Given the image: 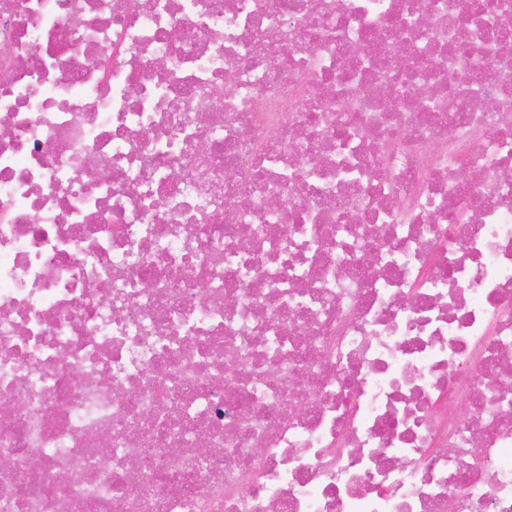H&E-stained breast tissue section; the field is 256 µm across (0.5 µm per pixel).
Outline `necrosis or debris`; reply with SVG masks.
<instances>
[{
	"label": "necrosis or debris",
	"instance_id": "4bbe7bcc",
	"mask_svg": "<svg viewBox=\"0 0 512 512\" xmlns=\"http://www.w3.org/2000/svg\"><path fill=\"white\" fill-rule=\"evenodd\" d=\"M0 512H512V0H0Z\"/></svg>",
	"mask_w": 512,
	"mask_h": 512
}]
</instances>
